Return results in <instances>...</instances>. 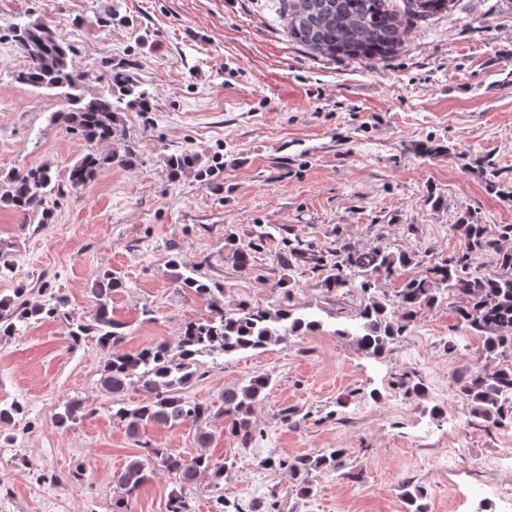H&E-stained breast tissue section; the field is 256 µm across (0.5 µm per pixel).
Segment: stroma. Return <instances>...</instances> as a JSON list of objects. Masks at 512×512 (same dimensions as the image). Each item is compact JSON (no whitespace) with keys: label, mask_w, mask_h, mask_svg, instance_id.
Masks as SVG:
<instances>
[{"label":"stroma","mask_w":512,"mask_h":512,"mask_svg":"<svg viewBox=\"0 0 512 512\" xmlns=\"http://www.w3.org/2000/svg\"><path fill=\"white\" fill-rule=\"evenodd\" d=\"M112 24L100 26L107 7ZM54 20L89 91L124 63L152 96L146 114L123 115L138 166L106 164L82 190L67 181L87 142L55 118L63 97L16 80L27 58L7 32L20 14ZM191 151L223 170L171 177L166 160ZM46 164L61 193L50 223L0 206V298L50 301L60 315L0 336V402L22 412L0 426V512H112V477L150 442L199 454L191 426L147 425L133 441L112 421L99 378L107 349L70 323L88 317L96 274L126 282L112 295L126 350L176 344L187 323L210 317L213 298L180 288L178 274L223 289L242 305L318 320L316 329L257 351L198 358L192 399L220 406L225 388L266 375L254 405L258 434L240 448L210 418L207 451L224 461V500L251 512H488L490 489L512 486V437L491 427L458 392L482 341L440 295L383 354L345 331L371 301L390 303L422 271L462 250L456 224H485L495 249L472 267L492 269L512 248V0H455L409 25L402 49L367 63L311 53L293 42L272 0H0V168ZM494 174L490 189L485 174ZM255 244L248 267L231 257ZM401 250L412 261L371 288H327L343 249ZM456 349H449V342ZM423 390L409 392L412 384ZM85 414L56 427L63 402ZM338 449L344 465L310 475L312 490L275 459ZM177 484L147 483L130 512H168Z\"/></svg>","instance_id":"35a3bbf8"}]
</instances>
